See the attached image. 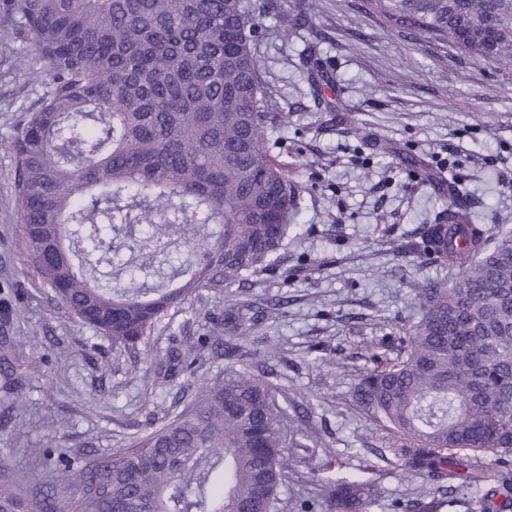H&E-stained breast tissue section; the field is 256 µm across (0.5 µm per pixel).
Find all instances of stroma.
I'll list each match as a JSON object with an SVG mask.
<instances>
[{"label":"stroma","mask_w":512,"mask_h":512,"mask_svg":"<svg viewBox=\"0 0 512 512\" xmlns=\"http://www.w3.org/2000/svg\"><path fill=\"white\" fill-rule=\"evenodd\" d=\"M302 2L306 22L259 50L272 109L288 115L287 126L269 130L268 146L301 188L302 230L289 236L275 270L255 276L247 293L225 294L212 321L223 324L225 308L243 301L258 308L286 299L233 362L239 369L270 359L289 401L310 408L289 419L307 440L288 449L284 512H300L310 467L329 459L336 465L326 477L373 483L370 512H406L430 487L389 451L387 430L358 406L355 386L398 327L418 321L417 285L459 274L418 249L425 225L444 214L438 179L466 192L469 223L512 235V74L446 43H412L369 15L364 0ZM309 57L330 79L321 99ZM50 83L25 43L0 54V462L25 491L49 484L66 503L75 491L58 479L59 451L94 458L124 446L182 411L226 361L213 357L195 376L155 384L160 359L202 333L195 306L148 342L116 348L40 287L17 222L8 144ZM391 240L403 255L389 252ZM12 370L19 383L10 389L4 375Z\"/></svg>","instance_id":"1"}]
</instances>
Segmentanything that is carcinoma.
I'll return each mask as SVG.
<instances>
[{
    "label": "carcinoma",
    "instance_id": "carcinoma-1",
    "mask_svg": "<svg viewBox=\"0 0 512 512\" xmlns=\"http://www.w3.org/2000/svg\"><path fill=\"white\" fill-rule=\"evenodd\" d=\"M412 39L449 42L512 73V0H366ZM12 36L52 76L36 112L11 141L25 250L51 299L112 345L134 346L189 300L206 307L279 265L300 224V188L267 147L271 112L258 53L261 18L288 39L300 7L276 0H0ZM448 223L428 224L422 248L460 273L418 286L419 321L373 355L359 406L394 433L390 451L436 492L497 485L481 512L512 508V237L465 223L463 191L439 192ZM144 224L124 259L97 225ZM183 249L169 259L170 235ZM190 277L171 288L158 277ZM206 290L204 296L200 291ZM256 323L224 314V337L171 351L167 371L195 372L197 352L230 357ZM262 361L224 368L180 414L132 448H117L60 478L78 489L62 504L0 483V512H282L288 484V395ZM316 496L336 512H369L371 485L326 481Z\"/></svg>",
    "mask_w": 512,
    "mask_h": 512
}]
</instances>
